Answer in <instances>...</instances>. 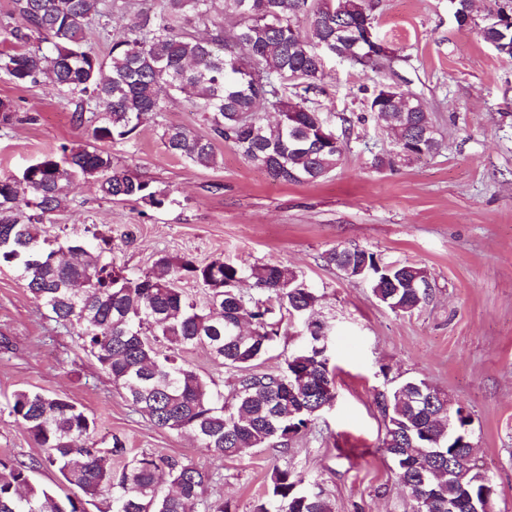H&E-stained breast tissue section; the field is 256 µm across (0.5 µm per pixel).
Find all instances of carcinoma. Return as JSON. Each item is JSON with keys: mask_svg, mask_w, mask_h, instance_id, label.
<instances>
[{"mask_svg": "<svg viewBox=\"0 0 512 512\" xmlns=\"http://www.w3.org/2000/svg\"><path fill=\"white\" fill-rule=\"evenodd\" d=\"M236 20L207 38L188 33L185 8L205 22L215 2ZM372 0H160L159 10L123 25L111 18L105 0H14L21 27L18 40L51 44L0 52V72L17 85L50 80L76 99L73 121L88 128L85 144H61L28 166L21 175L0 177V266L16 268L19 279L56 321L79 329L85 346L125 398L153 424L189 431L211 454L238 457L273 445L288 448L323 412L336 394L328 342L310 354L298 378L291 364L279 373L256 371L280 335L282 318L302 326L304 337L326 334L311 322L320 296L299 288L287 267L266 264L243 270L220 258L199 264L190 257L160 255L151 270L129 277L112 266V241L97 235L52 244L42 237L48 216L66 208L73 186L93 179L107 200L132 201L149 209L168 206L170 193L114 164L99 143L136 136L150 114L163 111L165 98L186 93L203 112L210 136L180 125L163 127L166 149L200 168L216 164L214 141L232 144L273 179L313 182L336 168L342 152L322 141L317 125L322 113L308 106L306 93L317 88L325 69L323 53L352 65L376 66L398 59L389 49L364 58L354 31L374 17ZM111 37L108 59L100 58L87 39L91 22ZM495 45H512V27L482 33ZM277 112L263 121L259 105ZM369 110L390 124L396 150L416 149L431 120L409 92L380 83ZM329 265L357 271L375 263L362 249L328 250ZM192 280L210 291L211 308L199 307L179 283ZM375 297L395 313H411L429 297L427 272L412 264H387L372 285ZM257 289L255 298L249 290ZM204 348L226 369L239 372L232 395L212 388L180 352ZM385 425L380 450L408 490L413 512H448L466 487L475 494L488 476L475 465L474 445L460 451L458 478L440 481L448 468V394L424 380H409L376 400ZM9 415L22 423L41 448V463L54 467L83 497L103 499L106 512H228L221 499L206 497L209 477L190 461L141 453L126 456L122 443L109 451L93 439L94 420L69 398L19 389ZM123 458L122 467L112 457ZM35 462L0 458V512H83L80 501L60 497L36 485ZM288 469H274L265 500L255 512H332L322 492L302 493Z\"/></svg>", "mask_w": 512, "mask_h": 512, "instance_id": "cac0c4a2", "label": "carcinoma"}]
</instances>
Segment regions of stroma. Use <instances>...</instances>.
I'll return each instance as SVG.
<instances>
[{
  "mask_svg": "<svg viewBox=\"0 0 512 512\" xmlns=\"http://www.w3.org/2000/svg\"><path fill=\"white\" fill-rule=\"evenodd\" d=\"M377 34L401 60L379 72L329 61L311 107L343 135L336 169L314 182L282 184L216 142L218 165L198 168L170 155L167 124L209 127L183 94L147 117L134 139L109 145L115 162L169 190L166 209L103 199L94 180L78 182L67 209L43 226L48 240L96 232L112 239V262L127 273L158 254L224 259L249 269L295 271L321 300L329 329L336 399L287 448H258L219 459L187 432L156 428L82 347L77 328L57 322L31 298L10 266H0V457L29 462L41 450L8 413L19 389L67 396L91 417L99 448L121 439L129 454L191 460L211 480L209 498L229 512H253L274 469L319 485L333 512H412L407 490L379 449L378 393L425 380L472 416L477 464L496 488L494 512H512V58L459 28L449 0H380ZM419 97L440 149L394 168L391 133L368 103L377 82ZM0 101L17 112L0 130V176L19 174L63 143H81L67 95L51 83L19 86L0 73ZM334 247H358L380 263L426 270L427 302L392 312L369 281L344 277L324 261Z\"/></svg>",
  "mask_w": 512,
  "mask_h": 512,
  "instance_id": "obj_1",
  "label": "stroma"
}]
</instances>
